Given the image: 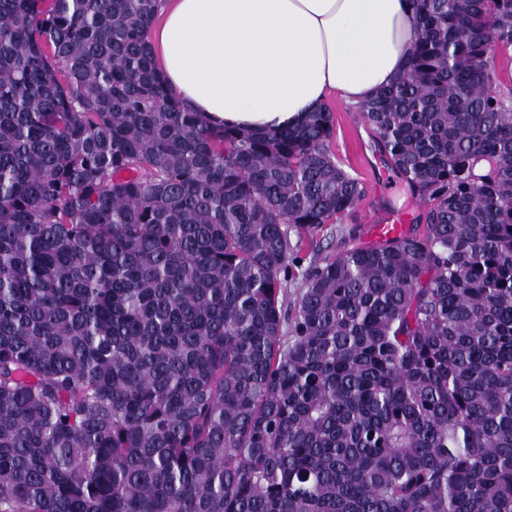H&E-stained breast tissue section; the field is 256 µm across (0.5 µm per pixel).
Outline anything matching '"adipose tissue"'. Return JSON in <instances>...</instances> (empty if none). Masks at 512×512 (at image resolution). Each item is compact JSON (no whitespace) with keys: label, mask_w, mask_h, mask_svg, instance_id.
Here are the masks:
<instances>
[{"label":"adipose tissue","mask_w":512,"mask_h":512,"mask_svg":"<svg viewBox=\"0 0 512 512\" xmlns=\"http://www.w3.org/2000/svg\"><path fill=\"white\" fill-rule=\"evenodd\" d=\"M150 38L166 82L209 123L269 131L329 93L360 105L407 68L405 0H165Z\"/></svg>","instance_id":"1"}]
</instances>
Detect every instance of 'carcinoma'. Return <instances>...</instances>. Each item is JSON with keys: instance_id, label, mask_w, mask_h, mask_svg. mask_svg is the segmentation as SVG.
I'll return each instance as SVG.
<instances>
[{"instance_id": "carcinoma-1", "label": "carcinoma", "mask_w": 512, "mask_h": 512, "mask_svg": "<svg viewBox=\"0 0 512 512\" xmlns=\"http://www.w3.org/2000/svg\"><path fill=\"white\" fill-rule=\"evenodd\" d=\"M160 0H0V512H512V0H407L360 105L423 230L356 223L326 106L208 124ZM325 254V252H313L308 248H303L298 256L301 258L300 261L292 266V272L288 278V282L284 283L285 291L288 294V300L293 301L295 299L298 288H300L302 273L313 261L319 259Z\"/></svg>"}]
</instances>
